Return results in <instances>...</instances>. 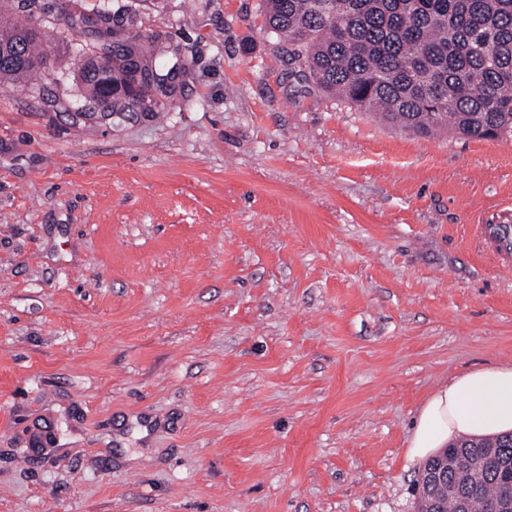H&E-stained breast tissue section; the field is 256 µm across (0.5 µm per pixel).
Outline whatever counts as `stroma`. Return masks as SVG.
<instances>
[{"label":"stroma","instance_id":"stroma-1","mask_svg":"<svg viewBox=\"0 0 512 512\" xmlns=\"http://www.w3.org/2000/svg\"><path fill=\"white\" fill-rule=\"evenodd\" d=\"M186 68L73 121L76 4ZM51 55L0 84V512H414L427 399L512 365V138L420 137L309 90L261 0H7Z\"/></svg>","mask_w":512,"mask_h":512}]
</instances>
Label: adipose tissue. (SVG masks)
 Returning a JSON list of instances; mask_svg holds the SVG:
<instances>
[{
  "instance_id": "adipose-tissue-1",
  "label": "adipose tissue",
  "mask_w": 512,
  "mask_h": 512,
  "mask_svg": "<svg viewBox=\"0 0 512 512\" xmlns=\"http://www.w3.org/2000/svg\"><path fill=\"white\" fill-rule=\"evenodd\" d=\"M512 432V366L474 370L454 377L425 403L409 444L423 459L462 437Z\"/></svg>"
}]
</instances>
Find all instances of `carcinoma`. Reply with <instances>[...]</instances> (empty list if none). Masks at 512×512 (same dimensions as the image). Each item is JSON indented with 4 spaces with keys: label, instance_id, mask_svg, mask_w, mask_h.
<instances>
[{
    "label": "carcinoma",
    "instance_id": "cac0c4a2",
    "mask_svg": "<svg viewBox=\"0 0 512 512\" xmlns=\"http://www.w3.org/2000/svg\"><path fill=\"white\" fill-rule=\"evenodd\" d=\"M262 12L292 74L312 89L423 136L512 137V0H263ZM94 35L112 45L113 72L134 55L152 75L141 96L173 97L170 42L123 28ZM46 58L39 33L0 13V82L34 85ZM77 79L85 99L97 96L82 62ZM448 457L480 465L448 471L428 493L416 486V512H486L512 491L511 437L464 439Z\"/></svg>",
    "mask_w": 512,
    "mask_h": 512
}]
</instances>
